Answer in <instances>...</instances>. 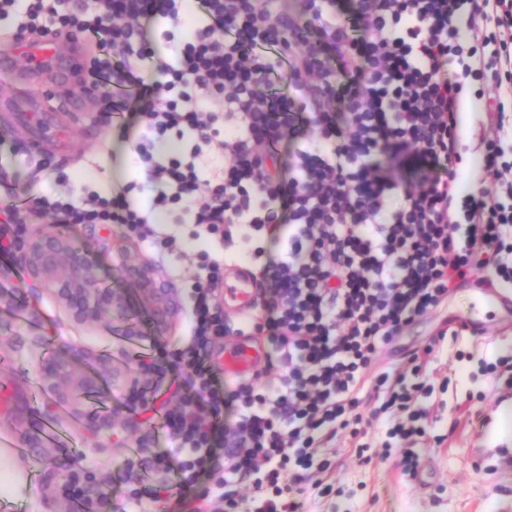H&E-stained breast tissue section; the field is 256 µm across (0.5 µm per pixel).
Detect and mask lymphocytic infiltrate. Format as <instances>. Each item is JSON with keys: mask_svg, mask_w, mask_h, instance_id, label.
<instances>
[{"mask_svg": "<svg viewBox=\"0 0 512 512\" xmlns=\"http://www.w3.org/2000/svg\"><path fill=\"white\" fill-rule=\"evenodd\" d=\"M178 2L92 0L77 13L59 10L60 0H0V15L21 16L19 32L87 35L92 85L112 102L103 122L133 111L152 136L138 146L140 208L125 188L109 198L85 192L78 204L32 192L0 161L12 193L0 200V256L12 250L13 225L48 213L61 224H123L164 247L173 223L235 244L261 268L263 311L229 326L215 298L220 265L208 266L189 294L185 344L151 345L157 380L127 399L165 446L127 476L124 497L141 512L164 499L180 512H235L244 482L249 512H306L307 487L332 491L325 449L337 437L349 435L365 461V419L383 420L394 438L426 439V370L441 339L396 367L380 364L382 348L472 269L512 286V161L500 139L483 140V186L466 207L456 188L465 89L475 88L497 130L512 112V0H301L278 18L270 0H202L189 24ZM463 10L465 36L455 24ZM145 18L171 21L176 64L155 63ZM150 65L157 80L143 76ZM287 134L299 143L282 165L274 149ZM166 138L181 142L176 155L155 150ZM205 145L222 166L204 181L196 159ZM385 159L415 161L418 185L390 181ZM161 211L170 224L152 221ZM279 230L274 257L265 237ZM231 333L255 336L279 379L219 381L212 340ZM165 389L173 407L157 404ZM363 391L373 404L366 416ZM205 471L220 474L218 490L194 494Z\"/></svg>", "mask_w": 512, "mask_h": 512, "instance_id": "obj_1", "label": "lymphocytic infiltrate"}]
</instances>
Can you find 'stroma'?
Listing matches in <instances>:
<instances>
[{"mask_svg":"<svg viewBox=\"0 0 512 512\" xmlns=\"http://www.w3.org/2000/svg\"><path fill=\"white\" fill-rule=\"evenodd\" d=\"M86 40L59 41L48 59L44 84H21L29 56L17 41L0 42V88L11 102L0 111V150L13 152L20 182H32L40 193H73L81 196L83 185L104 190L106 185L121 189L126 183L143 180L135 146L145 129L140 119L125 114L121 121L126 133L101 123L97 102L71 89L76 66L88 55ZM39 97L44 108L39 116L26 110L29 98ZM462 157L459 193L467 195L480 186L476 152L480 137H496L483 112L472 110L462 116ZM127 145L116 154L112 146ZM189 224L172 225L171 231L183 243L188 256L161 252L146 240H136L132 258L149 259L167 274L178 295H185L200 274V253L223 262L225 252L218 243L191 237ZM11 275L0 280V451L18 452L19 462L34 478L23 496L10 492V471L0 465V512H68L60 493L57 464L59 444L76 443L84 452L77 470L87 472L92 482L119 476L133 461L132 450L148 433L145 424L130 425L127 412L118 415L98 412L101 430L97 436L83 432L90 401L58 400L39 393L34 366L44 358L47 341L66 342L82 351L80 367L106 382L113 405L119 406L138 375L136 353L149 342L142 336H128L127 324L145 325L147 315L133 308L121 315L103 317L94 324H80L47 295L36 297L35 309L16 303L25 274L20 255H13ZM480 317L488 334L471 338L466 349L471 357L458 360L452 346L442 348L428 369L435 381L449 380V390L436 393L427 419L428 432L441 436V445L418 444L420 467L426 478L406 481L398 467L402 447L389 444L382 422L368 429L373 459L362 464L353 456L347 440H337L332 474L334 492L322 497L309 495V512H489L490 507L512 512V468L499 469L493 462L476 464L479 448L503 446L512 449V415H498L495 392L482 372L484 363L512 355V312L487 298L479 276H472L438 307L428 310L400 335L383 347L381 362L399 365L407 354L421 346L452 316Z\"/></svg>","mask_w":512,"mask_h":512,"instance_id":"obj_1","label":"stroma"}]
</instances>
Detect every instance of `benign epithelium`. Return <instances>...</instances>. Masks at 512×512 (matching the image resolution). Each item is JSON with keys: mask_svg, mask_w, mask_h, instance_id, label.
Masks as SVG:
<instances>
[{"mask_svg": "<svg viewBox=\"0 0 512 512\" xmlns=\"http://www.w3.org/2000/svg\"><path fill=\"white\" fill-rule=\"evenodd\" d=\"M18 249L30 284L56 298L75 321L94 323L105 313L122 314L140 305L149 313L153 335L171 334L180 302L170 280L151 262L121 259L112 271L126 287L115 290L101 286L102 269L95 252L64 230L53 226L37 233L25 230ZM80 358L78 347L65 344L55 357L40 361L35 375L42 388L52 391L65 379L69 396H94L112 403V397L101 392L96 375L77 369Z\"/></svg>", "mask_w": 512, "mask_h": 512, "instance_id": "7a95c632", "label": "benign epithelium"}]
</instances>
